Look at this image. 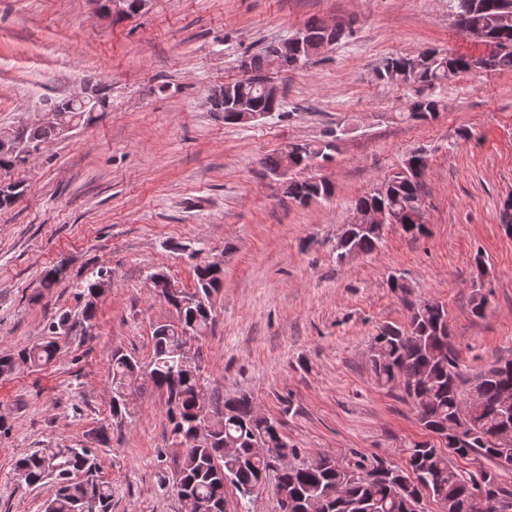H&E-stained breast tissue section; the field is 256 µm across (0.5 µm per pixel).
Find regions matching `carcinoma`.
Here are the masks:
<instances>
[{"label": "carcinoma", "instance_id": "1", "mask_svg": "<svg viewBox=\"0 0 512 512\" xmlns=\"http://www.w3.org/2000/svg\"><path fill=\"white\" fill-rule=\"evenodd\" d=\"M456 23L460 29L472 28L482 34L481 41L494 47L488 57L473 59L465 55L442 54L426 50L416 56L393 55L383 59L377 77L389 83L419 86L409 104L408 118L433 120L441 111V101L427 90L459 73L474 68L491 71H512V0H456ZM303 47L288 41V55L282 66L291 68L311 57L318 41L333 44L351 27L336 26L330 31L320 20H312L303 28ZM271 47L250 57V70L244 78L228 82L212 90L216 107L224 110V123L237 124L231 98H248L259 112H277L282 101L272 100L263 88L265 71L272 66ZM50 105L58 110L59 121L53 125L25 128L21 137L25 148L17 153L0 154V176L28 163L42 153L45 146L60 136L65 125H83L96 120L91 112H83L69 97L57 98ZM333 140L306 143L295 158L282 154L266 158V168L278 174L285 160L298 165L331 157ZM428 159L421 150L412 152L402 165L385 178L382 185L359 196L353 211L367 213L379 210L386 223L397 224L412 238L426 233L427 226L419 207V198L427 173ZM334 188L323 177L292 181L288 197L301 204L328 200ZM382 224H349L343 236L332 247L336 262L373 252L382 240ZM109 271L99 267L90 272L80 285L85 297L98 290ZM156 295L177 312V320L155 327L152 335L153 353L144 364L134 357L115 350L108 358L112 372L114 396L110 412L120 422L130 415L132 400L119 393L137 390L143 381L166 398V416L173 444L183 448L176 461L177 480L173 486L184 512H226L227 490L237 495L240 512H248L247 503L274 474L273 490L277 498L288 500V512H304L307 503L325 497L336 485L342 493L326 502L325 512H407L408 495L424 488L429 495L448 502V512H478L471 506L475 493L491 476L504 490L512 485L503 482L501 473L512 472L502 460L512 458V439L497 438L500 429L512 424V407L501 406V396L512 393V363L499 361L468 374L461 368L456 346L448 325V311L443 305L408 299L410 286L399 276L388 277V288L400 294L411 309L404 326L384 325L373 338L370 369L376 382L394 387L398 380H412L417 389L403 387L411 401L416 419L427 434L448 440V427H464L458 446L444 453L429 441H411L404 445L405 466L393 465L386 473L375 472L377 459L355 450L339 459L323 453L312 461L295 463L297 449L288 443L281 424L256 409L247 394L224 399V412L216 418L212 430L198 434L197 425L209 414L207 392L196 361L182 363L180 331L188 327L202 336L212 324V298L223 287L224 269L200 261L194 266V288L186 290L175 285L167 273L156 270L149 275ZM96 305L84 303L72 313L64 311L46 326L48 339L27 345L17 352L0 356V375L10 376L16 370L49 365L58 352L61 336H89L94 327ZM254 445L272 449L276 458L251 454ZM234 448L233 454L224 449ZM467 458L471 455L492 463L476 471L455 467L449 456ZM15 468L26 473L30 485L47 481L55 491L43 504V512H110L112 484L98 478L97 457L90 448L37 449L22 454Z\"/></svg>", "mask_w": 512, "mask_h": 512}]
</instances>
